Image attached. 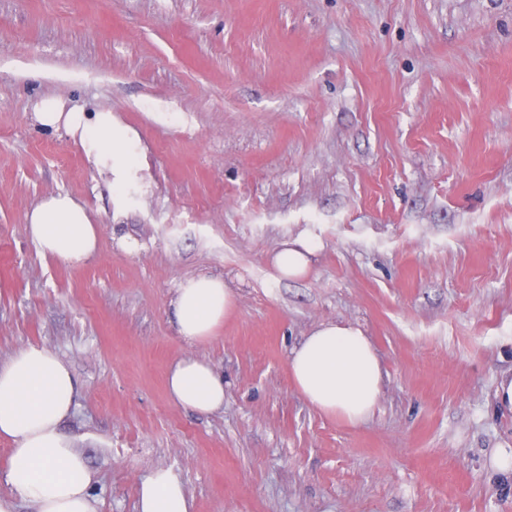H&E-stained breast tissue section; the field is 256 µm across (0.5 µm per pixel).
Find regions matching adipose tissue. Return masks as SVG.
Returning a JSON list of instances; mask_svg holds the SVG:
<instances>
[{"instance_id":"1","label":"adipose tissue","mask_w":512,"mask_h":512,"mask_svg":"<svg viewBox=\"0 0 512 512\" xmlns=\"http://www.w3.org/2000/svg\"><path fill=\"white\" fill-rule=\"evenodd\" d=\"M42 129H65L93 165L107 173L115 196L139 169L136 132L108 110L85 112L58 98L41 101L33 114ZM27 231L42 257L78 265L97 250V226L78 200L66 193L39 200L27 217ZM315 243L296 238L282 243L271 259L278 279L303 278ZM233 307L223 277L200 273L179 282L171 308L176 333L187 344L212 339ZM291 379L306 402L349 424L369 417L381 393L382 366L361 328L324 323L288 357ZM170 400L199 414L224 407V376L191 357L172 363L167 375ZM77 382L53 351L32 346L0 361V437L13 443L5 481L12 493L0 496V512H16L17 498L36 512H98L91 494L93 475L73 448L62 424L76 406ZM138 512H192L184 485L159 470L138 488Z\"/></svg>"}]
</instances>
